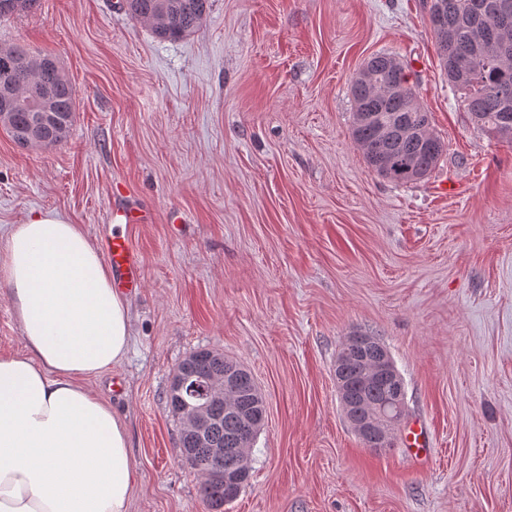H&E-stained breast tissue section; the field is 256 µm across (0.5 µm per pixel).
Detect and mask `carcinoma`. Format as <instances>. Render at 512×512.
Masks as SVG:
<instances>
[{
  "label": "carcinoma",
  "mask_w": 512,
  "mask_h": 512,
  "mask_svg": "<svg viewBox=\"0 0 512 512\" xmlns=\"http://www.w3.org/2000/svg\"><path fill=\"white\" fill-rule=\"evenodd\" d=\"M499 0H427L426 9L434 34L440 66L448 84L460 91L471 120L489 135L512 142V8L497 13L493 5ZM37 0H0V18L29 10ZM208 0H120L119 8L150 26L160 39H179L198 28L206 15ZM394 56L379 54L370 57L374 78L381 83L400 81L407 85L406 97H383L367 84L351 80L352 100L364 106L367 118L354 120L351 135L362 151L364 161L377 176L395 184H407L427 177L444 153L440 138L431 134L426 139L410 135L383 137L382 125L406 118L413 124L423 123L431 129L428 111H420L413 98L418 96L410 81L406 65L391 67ZM47 57H35L22 45L0 47V98L8 96L5 130L16 138L19 130L34 129L30 146L43 142L56 145L67 139L75 120L76 88L56 65L42 66ZM355 355L342 363L345 392L349 405L367 413L381 408L389 399L384 385L362 381L365 364L372 358L356 332L347 337ZM187 365L189 384L224 375V368L238 361L211 350H199L186 356L176 366ZM228 393L236 410L224 403L210 405L213 422L210 440L224 448V470L237 469L240 459L237 448L241 437L249 431L244 417L264 410V397L251 371L243 366L235 375ZM201 393L194 389L183 394L168 391V406L177 419L183 410L194 404ZM178 447L180 456L202 477L200 493L207 512H224V505L237 498L247 479L224 483L213 474L210 449L187 426L180 425Z\"/></svg>",
  "instance_id": "carcinoma-1"
}]
</instances>
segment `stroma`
<instances>
[{
  "instance_id": "obj_1",
  "label": "stroma",
  "mask_w": 512,
  "mask_h": 512,
  "mask_svg": "<svg viewBox=\"0 0 512 512\" xmlns=\"http://www.w3.org/2000/svg\"><path fill=\"white\" fill-rule=\"evenodd\" d=\"M9 42L54 56L77 97L61 144L0 129V239L33 212L94 245L117 208L151 216L130 231V349L86 382L129 433V512H206L166 403L204 348L248 367L267 407L224 512H512V142L471 121L425 0H209L171 41L116 0H39L0 18ZM382 53L445 145L417 182L378 177L351 136L350 80ZM356 331L390 352L427 461L366 448L343 416L336 355Z\"/></svg>"
}]
</instances>
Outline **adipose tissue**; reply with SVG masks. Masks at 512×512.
Returning <instances> with one entry per match:
<instances>
[{"mask_svg":"<svg viewBox=\"0 0 512 512\" xmlns=\"http://www.w3.org/2000/svg\"><path fill=\"white\" fill-rule=\"evenodd\" d=\"M24 350L0 354V512H128L120 414L84 385L120 363L130 307L83 227L34 212L0 244Z\"/></svg>","mask_w":512,"mask_h":512,"instance_id":"obj_1","label":"adipose tissue"}]
</instances>
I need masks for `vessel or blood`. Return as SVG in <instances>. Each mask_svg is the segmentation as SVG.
Wrapping results in <instances>:
<instances>
[{"label": "vessel or blood", "instance_id": "1", "mask_svg": "<svg viewBox=\"0 0 512 512\" xmlns=\"http://www.w3.org/2000/svg\"><path fill=\"white\" fill-rule=\"evenodd\" d=\"M114 229L105 231L101 252L105 256L111 270L115 287L135 290L141 287L139 277L140 260L130 237L120 232V225L142 223L143 217L132 209L113 212Z\"/></svg>", "mask_w": 512, "mask_h": 512}]
</instances>
